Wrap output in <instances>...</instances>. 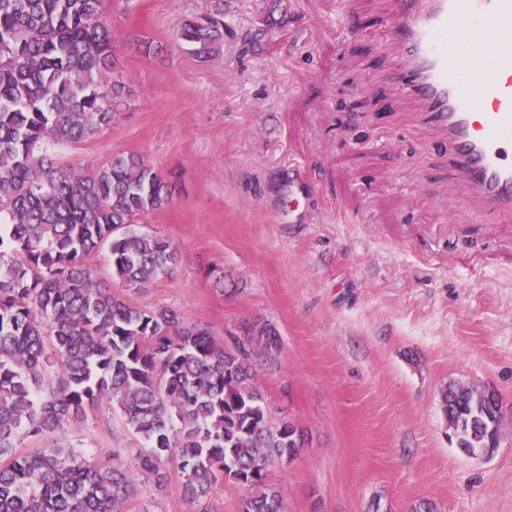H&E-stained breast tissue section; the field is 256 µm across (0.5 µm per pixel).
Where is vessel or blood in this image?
I'll use <instances>...</instances> for the list:
<instances>
[{"label":"vessel or blood","mask_w":512,"mask_h":512,"mask_svg":"<svg viewBox=\"0 0 512 512\" xmlns=\"http://www.w3.org/2000/svg\"><path fill=\"white\" fill-rule=\"evenodd\" d=\"M399 56L383 74L415 105L418 121L449 150L448 174L467 188L487 222L512 213V0H394ZM305 171L288 168V211L310 200Z\"/></svg>","instance_id":"obj_1"}]
</instances>
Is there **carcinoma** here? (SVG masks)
<instances>
[{"label":"carcinoma","mask_w":512,"mask_h":512,"mask_svg":"<svg viewBox=\"0 0 512 512\" xmlns=\"http://www.w3.org/2000/svg\"><path fill=\"white\" fill-rule=\"evenodd\" d=\"M103 0H0V512H126L142 484L172 476L197 512H214L228 478L244 512H284L270 469L293 459L305 432L275 422L254 357L278 349L277 330L245 325L243 342L185 325L168 307L141 309L101 287L84 263L103 246L112 276L139 291L179 261L171 242L139 230L175 185L144 157L102 166L56 164L48 146L78 144L129 106L110 80L115 60ZM179 38L203 61L224 41L223 11L186 19ZM110 402L146 442L92 461L48 445L18 455L12 440L64 433ZM498 396L449 387L442 408L457 447L494 450ZM176 456L172 472L162 461Z\"/></svg>","instance_id":"carcinoma-1"}]
</instances>
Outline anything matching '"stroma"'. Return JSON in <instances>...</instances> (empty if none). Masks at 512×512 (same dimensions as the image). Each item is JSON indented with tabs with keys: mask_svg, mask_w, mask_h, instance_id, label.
Segmentation results:
<instances>
[{
	"mask_svg": "<svg viewBox=\"0 0 512 512\" xmlns=\"http://www.w3.org/2000/svg\"><path fill=\"white\" fill-rule=\"evenodd\" d=\"M114 79L130 106L60 164L142 155L176 182L140 217L180 258L129 293L214 336L273 325L256 364L272 418L306 443L271 480L286 512H512V217L483 223L448 155L385 85L392 0H105ZM222 7L229 33L202 61L182 20ZM316 189L289 223L288 163ZM495 389L489 456L460 451L441 395ZM57 444L93 458L140 448L111 404ZM128 512H196L178 480L141 488Z\"/></svg>",
	"mask_w": 512,
	"mask_h": 512,
	"instance_id": "stroma-1",
	"label": "stroma"
}]
</instances>
